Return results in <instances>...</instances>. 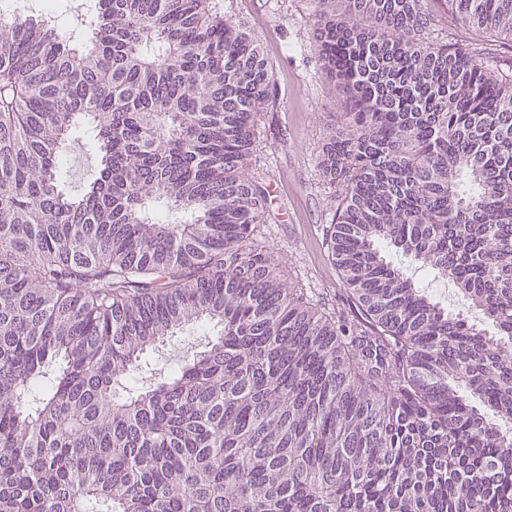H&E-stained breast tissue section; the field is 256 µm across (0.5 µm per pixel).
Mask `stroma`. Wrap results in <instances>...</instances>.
I'll return each instance as SVG.
<instances>
[{"label": "stroma", "mask_w": 512, "mask_h": 512, "mask_svg": "<svg viewBox=\"0 0 512 512\" xmlns=\"http://www.w3.org/2000/svg\"><path fill=\"white\" fill-rule=\"evenodd\" d=\"M226 17L245 21L262 41L274 72V99L260 123V145L247 174L265 186L269 222L264 242L278 257L285 282L343 304L345 291L329 257L323 228L333 207L331 189L316 172L327 124L342 119V94L318 59L316 18L309 0H221ZM62 178L77 194L98 162L84 141L64 149ZM212 327L174 336L142 360L144 369L172 372L188 347L204 346Z\"/></svg>", "instance_id": "stroma-1"}]
</instances>
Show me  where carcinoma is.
I'll use <instances>...</instances> for the list:
<instances>
[{
	"instance_id": "1",
	"label": "carcinoma",
	"mask_w": 512,
	"mask_h": 512,
	"mask_svg": "<svg viewBox=\"0 0 512 512\" xmlns=\"http://www.w3.org/2000/svg\"><path fill=\"white\" fill-rule=\"evenodd\" d=\"M432 2L311 0L344 108L316 164L334 312L262 241L272 74L218 0H95L81 49L0 17V512H512V73L424 46ZM448 2L512 49V0ZM79 140L71 141L63 151L62 178L65 187L73 194H78L96 175L98 162L95 155L85 144L83 131L78 133ZM416 278L428 284L429 292L436 300H440L448 307L461 308L460 306H455L453 303V299L458 297V295L448 282H443L441 279H434L433 274L426 268H418ZM431 282L432 284H430ZM216 333L212 326L199 328L191 333V335L174 336L165 341L158 351H150L142 360V366L145 370L161 369L162 373L172 372L177 368L178 361L188 347H203L208 340H211L213 334Z\"/></svg>"
}]
</instances>
